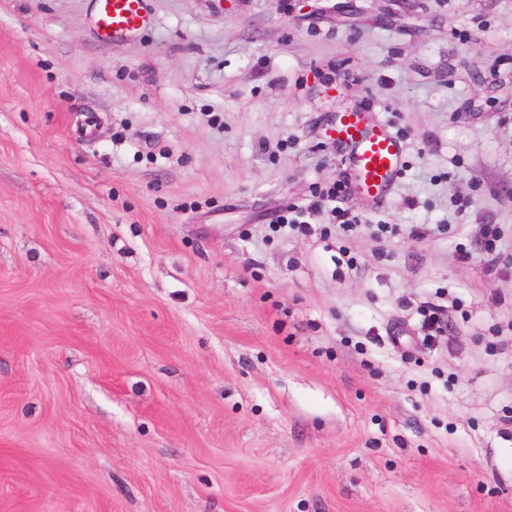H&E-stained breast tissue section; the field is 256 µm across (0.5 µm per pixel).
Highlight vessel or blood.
Wrapping results in <instances>:
<instances>
[{"label": "vessel or blood", "instance_id": "obj_1", "mask_svg": "<svg viewBox=\"0 0 512 512\" xmlns=\"http://www.w3.org/2000/svg\"><path fill=\"white\" fill-rule=\"evenodd\" d=\"M93 22L103 39L136 37L150 23L147 0H94ZM329 131L347 148V163L359 189L374 203L383 202L401 170L398 138L384 124L366 122L363 113L355 111L338 114Z\"/></svg>", "mask_w": 512, "mask_h": 512}]
</instances>
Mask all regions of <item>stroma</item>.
I'll return each mask as SVG.
<instances>
[{
	"label": "stroma",
	"mask_w": 512,
	"mask_h": 512,
	"mask_svg": "<svg viewBox=\"0 0 512 512\" xmlns=\"http://www.w3.org/2000/svg\"><path fill=\"white\" fill-rule=\"evenodd\" d=\"M91 8L0 0V512H512V0ZM93 22L105 40L138 36L150 23L148 0H93ZM329 131L332 139L348 149L347 163L358 188L375 204L383 202L401 170L398 138L384 124L367 123L364 114L355 111L338 114Z\"/></svg>",
	"instance_id": "35a3bbf8"
}]
</instances>
